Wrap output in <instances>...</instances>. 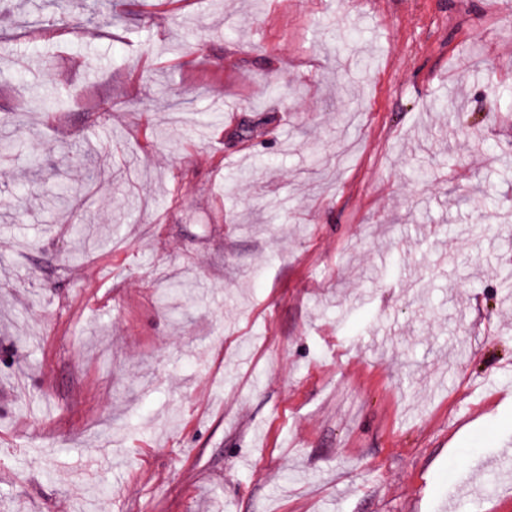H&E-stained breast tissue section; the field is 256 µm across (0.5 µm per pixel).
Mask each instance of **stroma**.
<instances>
[{"instance_id":"stroma-1","label":"stroma","mask_w":512,"mask_h":512,"mask_svg":"<svg viewBox=\"0 0 512 512\" xmlns=\"http://www.w3.org/2000/svg\"><path fill=\"white\" fill-rule=\"evenodd\" d=\"M100 2L0 0V512H508L512 0Z\"/></svg>"}]
</instances>
